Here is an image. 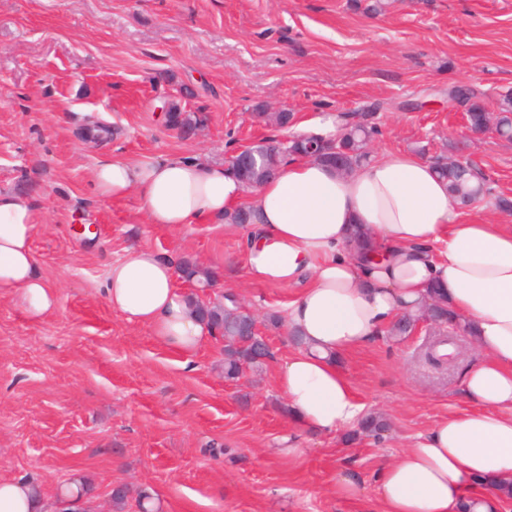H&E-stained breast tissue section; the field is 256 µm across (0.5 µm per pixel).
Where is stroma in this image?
Instances as JSON below:
<instances>
[{
	"label": "stroma",
	"instance_id": "35a3bbf8",
	"mask_svg": "<svg viewBox=\"0 0 512 512\" xmlns=\"http://www.w3.org/2000/svg\"><path fill=\"white\" fill-rule=\"evenodd\" d=\"M456 85L492 113L512 96V0H0V192L38 208L35 260L60 293L40 321L0 297V476L29 481L50 506L76 483L91 507L128 485L124 512H140L139 491L159 512H378L379 467L464 407L462 375L478 360L465 337L432 365L423 317L342 356L366 412L389 425L383 439L299 429L276 382L293 342L266 324L295 288L246 278L236 226L148 223L136 194L101 199L93 175L115 156L221 162L362 112L377 129L371 153L468 160L492 194L465 219L512 225L495 206L512 199V141L469 135L463 107L448 104ZM167 100L202 116L194 138L166 127ZM260 107L291 112L289 129L258 123ZM90 115L111 141L87 138ZM133 243L220 269L264 324L272 359L225 380L216 337L187 371L112 311L108 270ZM343 470L358 498L337 495Z\"/></svg>",
	"mask_w": 512,
	"mask_h": 512
}]
</instances>
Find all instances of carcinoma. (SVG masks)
Segmentation results:
<instances>
[{
  "label": "carcinoma",
  "instance_id": "carcinoma-1",
  "mask_svg": "<svg viewBox=\"0 0 512 512\" xmlns=\"http://www.w3.org/2000/svg\"><path fill=\"white\" fill-rule=\"evenodd\" d=\"M467 112L470 125L474 129H479L483 125L485 116L484 106L477 100L476 93H471L467 100ZM258 121L271 125L276 128H284L292 121V114L288 112H258L256 113ZM202 124V120L194 112H185L178 104L171 106L168 112V127L181 136L194 134ZM375 130L362 122H346L339 127L337 146L340 152L337 155L330 156L327 165L336 168L340 172H348L362 161L367 160L369 151L368 143L371 141ZM249 150L254 155V162L246 167L240 168L232 161L227 165L234 171L237 177L244 183L248 189L255 188L279 172L282 164L290 156H302L305 153L304 144L292 140L287 146L277 145V140L271 138L263 140L251 147ZM436 172L438 176L448 182V190L455 199H470L477 203L491 194V188L485 180L476 183L471 180L473 167L469 163L464 166H448L441 161H436ZM179 270L188 281L198 284L215 287L219 281L215 278V271L208 267H203L191 259H182L179 261ZM193 308L197 313L209 316V313L221 311L222 319L210 321V324L216 333L224 337V377L227 379H236L243 375L248 369H258L262 367L267 360L272 358L271 350L259 355L250 347L240 342L241 330L244 322L251 317V314L242 310L231 302L224 304V308L215 305L209 306V303L191 297ZM425 315L430 320L439 325L442 329H447L455 334L460 332V322L448 317V309L438 299L433 300L428 305ZM361 428L364 432L380 437L387 431L388 424L383 419L368 415L364 419Z\"/></svg>",
  "mask_w": 512,
  "mask_h": 512
}]
</instances>
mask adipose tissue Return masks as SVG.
Wrapping results in <instances>:
<instances>
[{
  "instance_id": "1",
  "label": "adipose tissue",
  "mask_w": 512,
  "mask_h": 512,
  "mask_svg": "<svg viewBox=\"0 0 512 512\" xmlns=\"http://www.w3.org/2000/svg\"><path fill=\"white\" fill-rule=\"evenodd\" d=\"M97 194H136L149 223H223L240 205L258 220L241 238L251 280L299 286L283 322L300 343L277 370L292 422L320 434L360 424L365 406L338 366L438 288L462 317L481 355L462 381L471 410L437 421L377 476L380 512H502L512 488V226L472 223L431 162L387 151L341 175L311 159L286 161L280 175L246 189L227 165L200 155L99 163ZM41 216L22 194L0 192V295L31 320L59 307L39 272L33 238ZM369 230L381 262L350 244ZM173 259L134 244L112 264L105 298L165 346L191 355L214 332L190 311ZM31 484L0 478V512H41Z\"/></svg>"
}]
</instances>
